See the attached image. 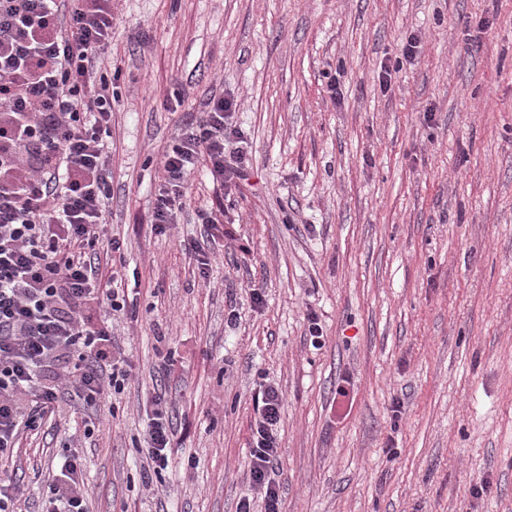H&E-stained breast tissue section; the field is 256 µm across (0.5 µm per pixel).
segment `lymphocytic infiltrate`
Masks as SVG:
<instances>
[{
  "instance_id": "obj_1",
  "label": "lymphocytic infiltrate",
  "mask_w": 512,
  "mask_h": 512,
  "mask_svg": "<svg viewBox=\"0 0 512 512\" xmlns=\"http://www.w3.org/2000/svg\"><path fill=\"white\" fill-rule=\"evenodd\" d=\"M112 0H0V464L13 458L21 428L53 414L64 387L90 406L105 386L129 377L112 349V331L92 307L126 306L124 293L99 292L93 249L106 222V152L112 81L101 56L112 35ZM231 99L211 97L199 119L179 127L160 160L164 181L151 222L165 232L183 205L188 177L206 161L213 183L247 177L243 133ZM250 485L265 512H281L278 426L283 394L254 396ZM171 427L156 412L144 438L146 463L169 465ZM47 512H87L81 462L67 457L49 486Z\"/></svg>"
}]
</instances>
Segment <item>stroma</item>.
<instances>
[{
	"instance_id": "1",
	"label": "stroma",
	"mask_w": 512,
	"mask_h": 512,
	"mask_svg": "<svg viewBox=\"0 0 512 512\" xmlns=\"http://www.w3.org/2000/svg\"><path fill=\"white\" fill-rule=\"evenodd\" d=\"M112 12L119 99L96 252L101 288L117 277L127 295L110 320L131 375L95 408L63 391L24 431L18 512H41L74 452L90 512H237L245 496L264 512L246 466L263 384L284 398L283 512H512V0ZM215 95L236 103L249 178L221 189L196 170L157 233L161 155ZM218 209L206 231L199 213ZM158 407L172 436L156 478L142 447Z\"/></svg>"
}]
</instances>
